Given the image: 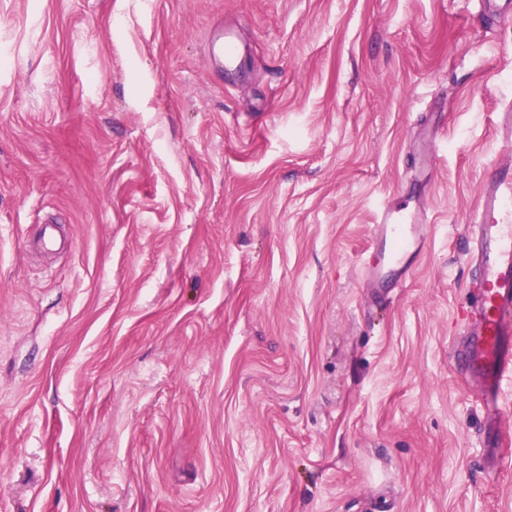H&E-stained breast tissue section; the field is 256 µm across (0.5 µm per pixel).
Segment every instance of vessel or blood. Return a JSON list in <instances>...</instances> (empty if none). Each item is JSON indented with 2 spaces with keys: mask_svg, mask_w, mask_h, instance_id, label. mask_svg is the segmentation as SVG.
Returning <instances> with one entry per match:
<instances>
[{
  "mask_svg": "<svg viewBox=\"0 0 512 512\" xmlns=\"http://www.w3.org/2000/svg\"><path fill=\"white\" fill-rule=\"evenodd\" d=\"M426 212L379 208L370 248L376 263L366 266L362 286L372 297L398 283L425 250ZM469 260L475 269L467 290V339L459 360L487 398L512 374V171L500 168L484 179L473 216Z\"/></svg>",
  "mask_w": 512,
  "mask_h": 512,
  "instance_id": "vessel-or-blood-1",
  "label": "vessel or blood"
}]
</instances>
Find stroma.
Wrapping results in <instances>:
<instances>
[{
	"instance_id": "1",
	"label": "stroma",
	"mask_w": 512,
	"mask_h": 512,
	"mask_svg": "<svg viewBox=\"0 0 512 512\" xmlns=\"http://www.w3.org/2000/svg\"><path fill=\"white\" fill-rule=\"evenodd\" d=\"M1 48L0 512H512V378L486 447L454 356L512 22L0 0ZM388 202L431 226L375 300Z\"/></svg>"
}]
</instances>
